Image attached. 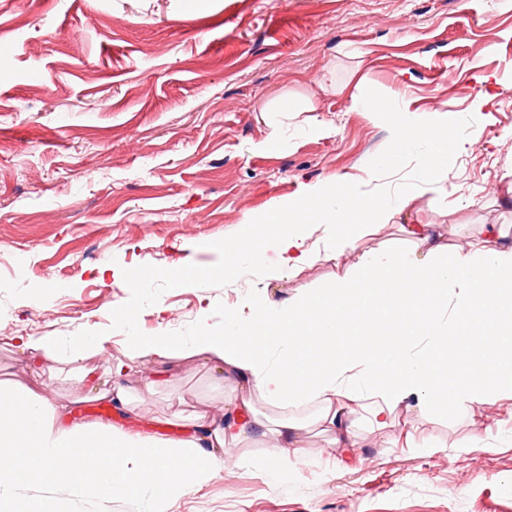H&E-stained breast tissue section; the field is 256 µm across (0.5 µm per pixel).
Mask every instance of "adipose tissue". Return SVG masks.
Masks as SVG:
<instances>
[{
	"label": "adipose tissue",
	"mask_w": 512,
	"mask_h": 512,
	"mask_svg": "<svg viewBox=\"0 0 512 512\" xmlns=\"http://www.w3.org/2000/svg\"><path fill=\"white\" fill-rule=\"evenodd\" d=\"M358 103L398 132L367 163V175L398 165L420 143L425 151L412 182L394 194L362 200L347 178L336 177L308 188L302 198L276 203L263 216L247 218L238 236L214 245L218 260L210 267L138 268L125 273V286L159 276L175 287L204 277L229 280L243 264L262 263L267 241L279 253L269 280L288 281L319 257L303 247L307 225L322 227V257L335 261L356 251L370 225L399 218L420 184L437 181L454 162L448 119L422 117L406 98L391 112L364 94ZM405 230L414 249L357 252L353 271L330 287L302 285L301 297L257 302L246 318L225 310L220 330L203 325L191 336L161 331L146 336L136 326V310L119 311L131 360L201 358L233 383L232 406L222 419L203 426L208 446L193 436L159 442L111 425L62 426L64 406L29 389L13 390L0 397V503L18 486L68 484L90 498L125 495L148 502L149 512H161L165 499L203 486L222 471L225 447L251 433L270 446L249 461V468L280 483L282 461L305 456L298 440L301 422L285 415L288 406L318 401L334 443L353 448L358 439L353 416L359 409L371 423L392 427L395 411L410 399L424 421L438 410L470 415L489 399L512 398V239L499 225L488 224L481 243L450 249L442 238L456 235L457 225L417 223ZM392 283H414L423 291L391 299L385 290ZM392 322L401 329L396 348L389 349L382 330ZM107 342L104 336H73L61 344L44 336L21 340L20 347L49 355L61 350L75 363ZM265 405L281 409V416L264 415ZM174 455L184 470L169 466Z\"/></svg>",
	"instance_id": "adipose-tissue-1"
}]
</instances>
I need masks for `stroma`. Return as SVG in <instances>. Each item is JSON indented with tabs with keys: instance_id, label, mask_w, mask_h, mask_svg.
Instances as JSON below:
<instances>
[{
	"instance_id": "35a3bbf8",
	"label": "stroma",
	"mask_w": 512,
	"mask_h": 512,
	"mask_svg": "<svg viewBox=\"0 0 512 512\" xmlns=\"http://www.w3.org/2000/svg\"><path fill=\"white\" fill-rule=\"evenodd\" d=\"M475 64L501 80L488 112L470 109ZM362 90L446 115L468 144L399 224L375 228L360 248L409 247L400 224L438 222L453 204L456 243L476 242L486 224L512 227L499 183L512 169V0H0V387L38 388L67 407L66 424L159 440L194 433L198 416L223 418L233 386L203 360L140 359L113 379L109 365L130 361L114 312L137 308L145 334L220 329L225 309L246 314L298 295L299 284L330 285L355 253L305 267L284 288L267 285L271 248L229 282L127 288L122 277L213 264V244L236 236L244 216L339 175L365 196L394 192L420 153L365 176L396 131L354 109ZM284 96L299 111H273ZM79 334L109 339L80 361L83 380L63 354L12 343ZM154 370L165 381L142 394L139 380ZM117 384L127 402H102ZM318 410H289L303 423L306 459L289 463L283 484L243 467L266 451L256 437L225 448L229 475L167 512H512V449L468 447L489 421L512 419V399L466 418L435 413L419 426L426 448L395 447L396 430L369 427L360 447L338 448ZM45 496L60 512H142L137 499L65 486Z\"/></svg>"
}]
</instances>
